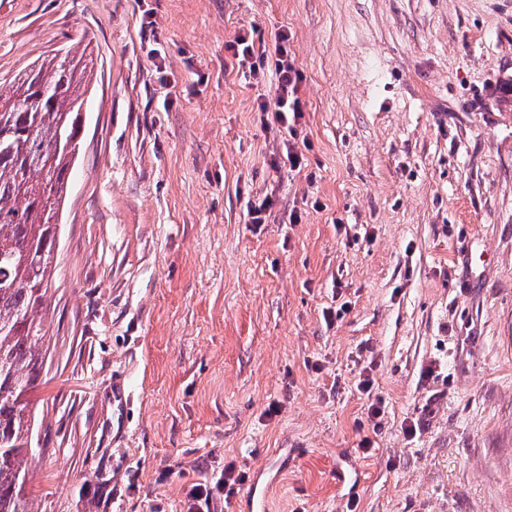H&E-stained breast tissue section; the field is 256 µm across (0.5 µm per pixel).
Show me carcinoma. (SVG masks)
Segmentation results:
<instances>
[{
  "label": "carcinoma",
  "mask_w": 512,
  "mask_h": 512,
  "mask_svg": "<svg viewBox=\"0 0 512 512\" xmlns=\"http://www.w3.org/2000/svg\"><path fill=\"white\" fill-rule=\"evenodd\" d=\"M93 69L91 54L68 50L0 90V512H32L25 472L46 344L42 313ZM40 92L41 107L28 109Z\"/></svg>",
  "instance_id": "obj_1"
}]
</instances>
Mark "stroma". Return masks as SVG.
Masks as SVG:
<instances>
[{"label":"stroma","mask_w":512,"mask_h":512,"mask_svg":"<svg viewBox=\"0 0 512 512\" xmlns=\"http://www.w3.org/2000/svg\"><path fill=\"white\" fill-rule=\"evenodd\" d=\"M253 25L307 167L225 49ZM63 48L94 73L32 512H182L228 464L271 512H512V0H0V87ZM255 26H251V33L239 34L233 42L226 45L227 51L240 65H248L250 74L255 80L264 77L272 71L276 78V94L273 104L262 100L257 104L258 112L267 114L261 118L264 125H269L268 114L284 131L290 139L284 144L285 150L272 161V167L278 168L288 165L289 169H300L305 166L306 157L299 148L295 139L298 137L297 126L304 118V102L300 91L304 81L302 71L298 68L295 55L288 52L290 37L286 32H279L272 41L271 47L265 44L264 39L258 38V47L253 34ZM263 475L264 470L256 471L246 491L245 498L250 504L251 512L269 511L268 503L272 485L263 479Z\"/></svg>","instance_id":"35a3bbf8"}]
</instances>
